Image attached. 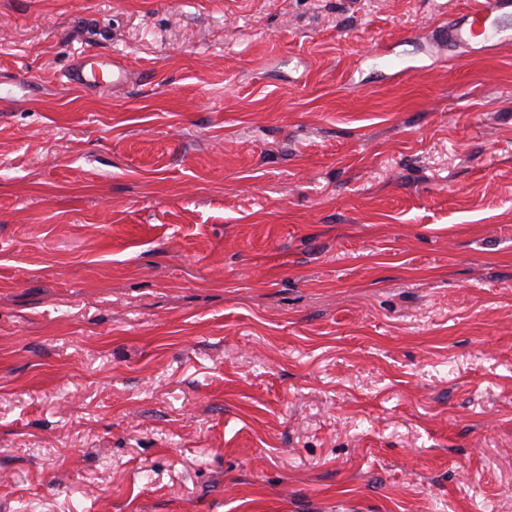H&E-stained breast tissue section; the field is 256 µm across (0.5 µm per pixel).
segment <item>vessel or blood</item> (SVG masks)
I'll return each instance as SVG.
<instances>
[{
    "label": "vessel or blood",
    "mask_w": 512,
    "mask_h": 512,
    "mask_svg": "<svg viewBox=\"0 0 512 512\" xmlns=\"http://www.w3.org/2000/svg\"><path fill=\"white\" fill-rule=\"evenodd\" d=\"M449 46L476 55L512 40V0H473L461 16L450 18L439 29ZM68 83L80 91L117 89L127 86L125 66L102 54L76 58L66 72Z\"/></svg>",
    "instance_id": "vessel-or-blood-1"
}]
</instances>
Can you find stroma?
Wrapping results in <instances>:
<instances>
[{
  "label": "stroma",
  "instance_id": "1",
  "mask_svg": "<svg viewBox=\"0 0 512 512\" xmlns=\"http://www.w3.org/2000/svg\"><path fill=\"white\" fill-rule=\"evenodd\" d=\"M468 3L0 0V512H512ZM89 53L139 80L67 88Z\"/></svg>",
  "mask_w": 512,
  "mask_h": 512
}]
</instances>
